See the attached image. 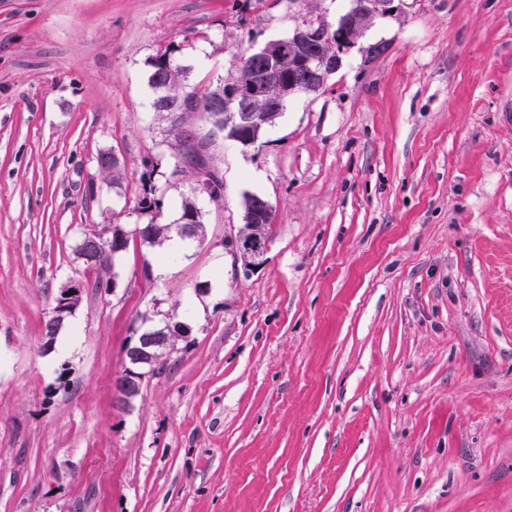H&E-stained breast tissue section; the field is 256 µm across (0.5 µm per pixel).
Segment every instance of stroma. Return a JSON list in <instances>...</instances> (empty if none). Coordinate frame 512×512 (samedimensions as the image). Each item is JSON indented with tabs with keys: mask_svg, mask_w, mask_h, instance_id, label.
I'll use <instances>...</instances> for the list:
<instances>
[{
	"mask_svg": "<svg viewBox=\"0 0 512 512\" xmlns=\"http://www.w3.org/2000/svg\"><path fill=\"white\" fill-rule=\"evenodd\" d=\"M396 4L259 145L214 138V202L170 174L152 57L204 91L349 0H0V512H512V0ZM148 161L160 222L191 196L203 236L167 278L131 239L93 287L79 238L150 221ZM248 193L274 218L252 272ZM178 322L116 406L137 329ZM82 288L84 285L82 282H74L67 287L63 288V294L59 296L55 306L52 308L51 314L47 319L48 323L53 328H61L64 321L72 316L81 302ZM47 322L44 323L43 333L45 341L42 344V353L47 354L53 348V341L55 336H48L50 333L49 325Z\"/></svg>",
	"mask_w": 512,
	"mask_h": 512,
	"instance_id": "stroma-1",
	"label": "stroma"
}]
</instances>
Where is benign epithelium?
I'll list each match as a JSON object with an SVG mask.
<instances>
[{"mask_svg": "<svg viewBox=\"0 0 512 512\" xmlns=\"http://www.w3.org/2000/svg\"><path fill=\"white\" fill-rule=\"evenodd\" d=\"M394 0H356L346 17L331 24L318 21V30L312 23L297 26L288 38V46L267 47L256 59L253 76L243 79L228 89L224 95L210 100V109L224 112V128L231 129L230 139L246 146L258 143L259 132L274 123L299 96L310 97L319 93L328 77L340 67V54L356 44L359 34L372 22L386 16L394 9ZM296 69V77H287L288 68ZM195 103L190 96H171L161 89L159 108L169 112H189ZM270 211L264 200L257 202L251 228L241 233L233 242L235 257L247 270L260 267L267 253L268 244L263 233L260 216ZM92 234V247L80 256L87 269L102 265V251ZM83 283L74 282L63 288L52 308L48 323L59 328L72 316L81 302ZM185 325L166 324L163 328L137 330V336L127 347L128 360L122 373L115 380V402L124 406L137 396L143 379L160 371L164 356L174 347L178 338L188 337Z\"/></svg>", "mask_w": 512, "mask_h": 512, "instance_id": "1", "label": "benign epithelium"}]
</instances>
